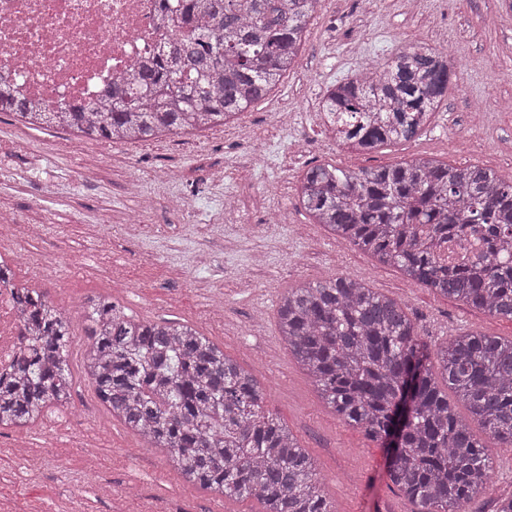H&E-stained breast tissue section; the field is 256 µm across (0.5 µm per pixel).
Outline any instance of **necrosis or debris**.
Masks as SVG:
<instances>
[{"mask_svg": "<svg viewBox=\"0 0 512 512\" xmlns=\"http://www.w3.org/2000/svg\"><path fill=\"white\" fill-rule=\"evenodd\" d=\"M171 38L158 0H0V75L53 110L105 101ZM15 294L0 286V376L26 340Z\"/></svg>", "mask_w": 512, "mask_h": 512, "instance_id": "4bbe7bcc", "label": "necrosis or debris"}]
</instances>
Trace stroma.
Instances as JSON below:
<instances>
[{
  "mask_svg": "<svg viewBox=\"0 0 512 512\" xmlns=\"http://www.w3.org/2000/svg\"><path fill=\"white\" fill-rule=\"evenodd\" d=\"M447 49L455 74L432 124L413 140L373 152L337 146L323 125L322 91L353 71L384 62L410 42ZM512 0H426L406 13L404 0H319L298 66L233 124L146 142L110 143L58 129H32L0 112V224L42 223L45 235L18 247L13 270L48 261L39 282L72 322L70 403L48 409L24 429L0 428V512H65L80 498L84 512H259L252 500H219L193 486L112 417L85 378L89 342L84 303L112 297L128 314L194 325L265 388V407L312 457L335 512H414L389 480L384 451L341 421L289 352L277 326L282 292L339 276L365 280L402 303L421 338L439 347L468 330L512 337V321L490 316L409 283L395 268L336 241L311 223L295 195L309 167H389L420 154L451 165L477 164L512 176ZM300 113L313 149L294 156L282 111ZM38 154L15 150L17 140ZM81 143L102 166L80 170L69 148ZM172 171L173 183L154 179ZM156 196L135 214L136 191ZM181 195L187 216L166 207ZM494 461L486 496L465 512H490L512 495V448L474 427ZM24 452H17L18 439Z\"/></svg>",
  "mask_w": 512,
  "mask_h": 512,
  "instance_id": "35a3bbf8",
  "label": "stroma"
}]
</instances>
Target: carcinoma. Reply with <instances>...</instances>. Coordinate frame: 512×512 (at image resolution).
I'll use <instances>...</instances> for the list:
<instances>
[{
	"mask_svg": "<svg viewBox=\"0 0 512 512\" xmlns=\"http://www.w3.org/2000/svg\"><path fill=\"white\" fill-rule=\"evenodd\" d=\"M161 0L176 40L136 65L105 105L47 111L0 82V112L107 142L191 134L235 120L298 63L318 0ZM448 54L412 43L326 87L322 111L357 152L415 138L448 93ZM312 223L410 282L512 320V177L413 157L393 167H309L297 186ZM28 331L0 376V427L35 424L69 403L71 321L38 288L15 295ZM83 370L97 397L189 483L255 500L261 512H335L313 460L248 369L195 327L145 321L110 297L85 304ZM280 336L324 404L386 449L394 486L417 512H463L491 483L478 422L512 447V338L477 330L431 351L397 301L346 277L287 289ZM466 403L462 418L439 382Z\"/></svg>",
	"mask_w": 512,
	"mask_h": 512,
	"instance_id": "obj_1",
	"label": "carcinoma"
}]
</instances>
